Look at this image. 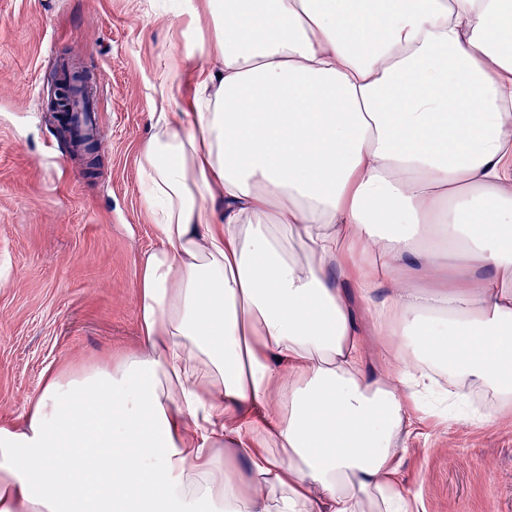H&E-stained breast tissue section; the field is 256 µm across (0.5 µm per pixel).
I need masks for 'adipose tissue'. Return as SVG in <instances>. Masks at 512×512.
Listing matches in <instances>:
<instances>
[{
    "instance_id": "adipose-tissue-1",
    "label": "adipose tissue",
    "mask_w": 512,
    "mask_h": 512,
    "mask_svg": "<svg viewBox=\"0 0 512 512\" xmlns=\"http://www.w3.org/2000/svg\"><path fill=\"white\" fill-rule=\"evenodd\" d=\"M174 16L220 64L139 147L140 347L0 422V512H412L427 399L512 411V0Z\"/></svg>"
}]
</instances>
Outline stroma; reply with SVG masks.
Wrapping results in <instances>:
<instances>
[{
    "instance_id": "35a3bbf8",
    "label": "stroma",
    "mask_w": 512,
    "mask_h": 512,
    "mask_svg": "<svg viewBox=\"0 0 512 512\" xmlns=\"http://www.w3.org/2000/svg\"><path fill=\"white\" fill-rule=\"evenodd\" d=\"M165 0H0V420L24 412L44 374L138 345V257L156 243L138 150L172 49L199 35ZM95 74L101 166L88 176L45 109L60 61ZM419 512H512V418L425 423L400 453Z\"/></svg>"
}]
</instances>
